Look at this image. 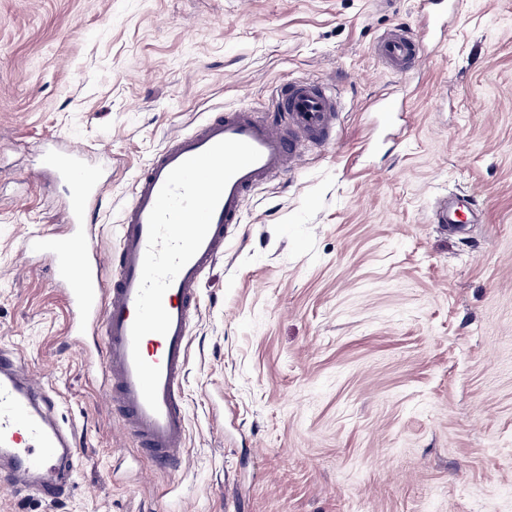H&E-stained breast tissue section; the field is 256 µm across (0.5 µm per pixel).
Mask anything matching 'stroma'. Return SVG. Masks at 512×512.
<instances>
[{"instance_id":"1","label":"stroma","mask_w":512,"mask_h":512,"mask_svg":"<svg viewBox=\"0 0 512 512\" xmlns=\"http://www.w3.org/2000/svg\"><path fill=\"white\" fill-rule=\"evenodd\" d=\"M421 0H0V348L75 433L68 495L0 483V512H512V0H463L419 66ZM334 83V141L248 195L206 271L184 383L187 455L153 469L67 342L26 235L58 222L42 143L95 147L93 243L111 261L137 175L214 112ZM409 116L370 143L369 104ZM477 193L481 217L433 221ZM430 42L418 39L403 29L382 36L374 45V53L397 76L406 75L428 51ZM375 112H379L380 122L384 126H388L392 123L396 112L400 113V116L406 117V105L403 97L395 94H388L382 99H379L376 103ZM479 216L475 195L466 192L460 195H448L440 202L435 210V223L448 224L452 227L455 224L469 222V217L473 222H477Z\"/></svg>"}]
</instances>
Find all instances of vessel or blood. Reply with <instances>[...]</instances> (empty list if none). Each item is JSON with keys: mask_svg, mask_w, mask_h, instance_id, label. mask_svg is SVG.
Instances as JSON below:
<instances>
[{"mask_svg": "<svg viewBox=\"0 0 512 512\" xmlns=\"http://www.w3.org/2000/svg\"><path fill=\"white\" fill-rule=\"evenodd\" d=\"M457 0H423L429 31H444ZM428 42L403 29L382 36L374 52L397 76L406 75L424 57ZM382 125L406 111L402 97L390 94L376 103ZM338 101L331 88L314 79L276 87L266 116L242 107L217 113L192 131L171 136L136 178L133 197L118 231L112 276L103 279L98 251L90 242V218L104 191L102 181L84 177L87 150L80 145L55 147L35 171L40 181L70 178L73 188L64 219L54 233L51 264L67 287L72 314L68 333L80 348L91 349L101 384L112 399L123 429L156 467L174 470L186 453V412L182 387L188 367L189 337L197 312L204 273L224 254L231 228L242 220L248 193L288 174L304 160L310 146L333 140ZM235 139L257 148L260 159L234 175L214 212L209 232L164 296L171 316L167 334L131 341L142 264L147 248L148 217L169 172L215 143ZM480 216L473 193L451 195L435 210V221L455 226ZM161 371L158 410L146 404L136 376L133 350ZM52 399L19 358L0 349V475L19 491L51 497L65 494V474L73 468L77 448L72 431L51 414Z\"/></svg>", "mask_w": 512, "mask_h": 512, "instance_id": "vessel-or-blood-1", "label": "vessel or blood"}]
</instances>
